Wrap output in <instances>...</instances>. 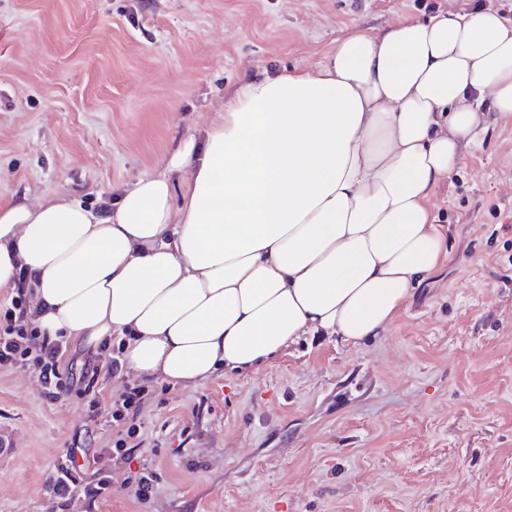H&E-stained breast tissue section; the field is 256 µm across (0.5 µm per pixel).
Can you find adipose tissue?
Instances as JSON below:
<instances>
[{"label":"adipose tissue","instance_id":"obj_1","mask_svg":"<svg viewBox=\"0 0 512 512\" xmlns=\"http://www.w3.org/2000/svg\"><path fill=\"white\" fill-rule=\"evenodd\" d=\"M487 98L512 115V25L493 12L345 37L313 69L242 81L115 208L0 207V288L27 271L42 332L124 337L145 381L253 371L314 333L358 345L440 264L431 200Z\"/></svg>","mask_w":512,"mask_h":512}]
</instances>
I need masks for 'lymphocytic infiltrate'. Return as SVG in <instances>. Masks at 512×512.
I'll use <instances>...</instances> for the list:
<instances>
[{"mask_svg":"<svg viewBox=\"0 0 512 512\" xmlns=\"http://www.w3.org/2000/svg\"><path fill=\"white\" fill-rule=\"evenodd\" d=\"M30 296V281L22 274L0 302V368L17 369L36 364L40 368L42 398L56 402L75 395L85 400L91 418L101 417L106 412H103L99 399V375L104 371L112 374L121 371L122 346L103 351L101 365L83 369L81 374L66 371L67 343L60 338L51 340L40 335L29 316ZM153 394L151 386L136 385L127 388L113 401L110 412L106 413L119 427L113 456L127 459L133 454L130 442L140 436L142 423L139 416ZM46 482L54 498L66 507L81 499H106L115 493L106 475H98L90 483L84 482L70 456L54 462Z\"/></svg>","mask_w":512,"mask_h":512,"instance_id":"lymphocytic-infiltrate-1","label":"lymphocytic infiltrate"}]
</instances>
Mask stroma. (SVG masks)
<instances>
[{
	"instance_id": "obj_1",
	"label": "stroma",
	"mask_w": 512,
	"mask_h": 512,
	"mask_svg": "<svg viewBox=\"0 0 512 512\" xmlns=\"http://www.w3.org/2000/svg\"><path fill=\"white\" fill-rule=\"evenodd\" d=\"M512 0H0V204L99 208L161 174L251 74L305 71L337 42ZM437 186L447 253L378 336L301 337L258 370L155 383L131 459L82 400L0 369V512H512V116ZM118 494L59 506L53 462ZM148 466L152 497L126 484Z\"/></svg>"
}]
</instances>
